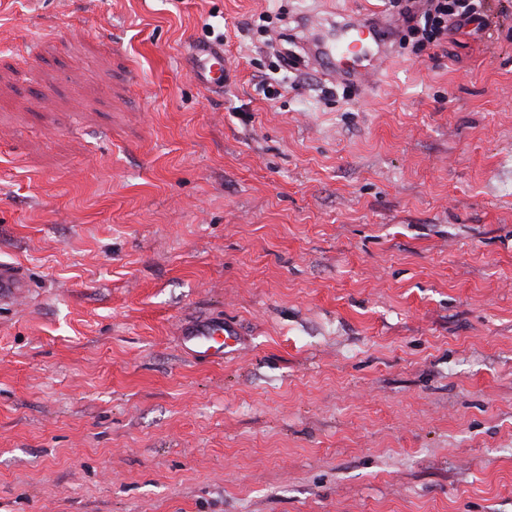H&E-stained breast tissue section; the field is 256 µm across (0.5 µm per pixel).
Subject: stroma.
Segmentation results:
<instances>
[{"label": "stroma", "instance_id": "35a3bbf8", "mask_svg": "<svg viewBox=\"0 0 512 512\" xmlns=\"http://www.w3.org/2000/svg\"><path fill=\"white\" fill-rule=\"evenodd\" d=\"M348 91L380 0H0V512H512V0ZM267 27L247 30L261 16ZM191 40L220 43L223 92ZM235 323L223 363L181 325ZM309 33L315 58L340 79L367 82L379 75L388 57L379 27L369 16L313 27ZM190 51L192 77L197 85L208 93L223 92L226 71L223 44L193 42ZM26 288L25 280L17 267L0 265V301L7 296H17Z\"/></svg>", "mask_w": 512, "mask_h": 512}]
</instances>
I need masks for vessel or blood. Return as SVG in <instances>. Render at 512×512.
Returning a JSON list of instances; mask_svg holds the SVG:
<instances>
[{
  "label": "vessel or blood",
  "mask_w": 512,
  "mask_h": 512,
  "mask_svg": "<svg viewBox=\"0 0 512 512\" xmlns=\"http://www.w3.org/2000/svg\"><path fill=\"white\" fill-rule=\"evenodd\" d=\"M310 36L315 58L330 75L340 79L369 81L378 76L388 57L379 27L368 16L339 21L327 28H311ZM190 51L192 77L197 85L208 93L223 90V45L195 42ZM24 286L18 268L0 265V301L19 295ZM184 334L194 355L207 363L223 360L227 348L236 342L235 334L221 322H202L185 329Z\"/></svg>",
  "instance_id": "b4317fda"
}]
</instances>
